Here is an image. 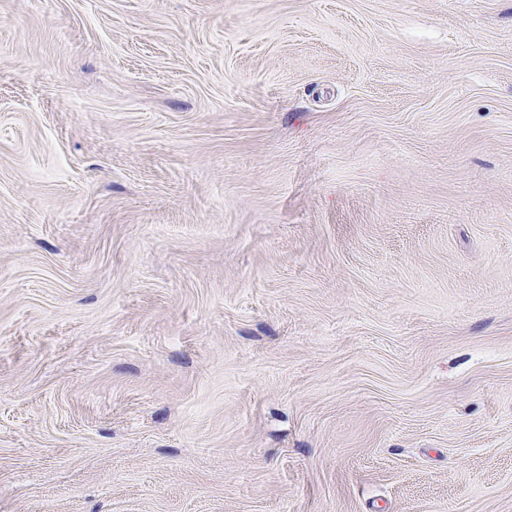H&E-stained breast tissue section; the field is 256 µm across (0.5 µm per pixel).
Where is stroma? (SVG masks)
Returning <instances> with one entry per match:
<instances>
[{
    "mask_svg": "<svg viewBox=\"0 0 512 512\" xmlns=\"http://www.w3.org/2000/svg\"><path fill=\"white\" fill-rule=\"evenodd\" d=\"M0 512H512V0H0Z\"/></svg>",
    "mask_w": 512,
    "mask_h": 512,
    "instance_id": "35a3bbf8",
    "label": "stroma"
}]
</instances>
